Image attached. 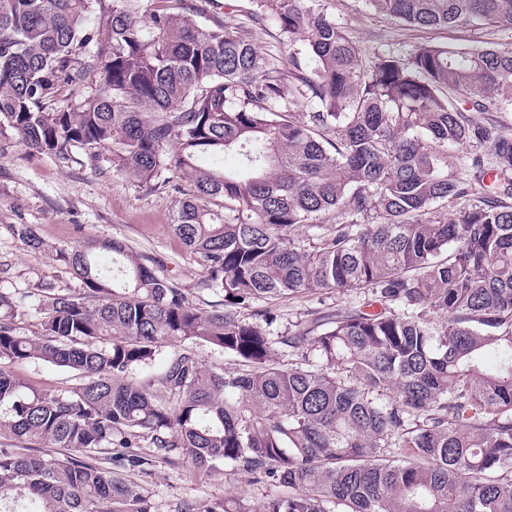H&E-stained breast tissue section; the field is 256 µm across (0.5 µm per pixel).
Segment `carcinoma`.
<instances>
[{
	"instance_id": "1",
	"label": "carcinoma",
	"mask_w": 512,
	"mask_h": 512,
	"mask_svg": "<svg viewBox=\"0 0 512 512\" xmlns=\"http://www.w3.org/2000/svg\"><path fill=\"white\" fill-rule=\"evenodd\" d=\"M150 2L0 0V138L63 162L108 150L142 186L173 184V231L224 309L115 238L55 249L80 295L0 291V512H150L125 470L158 461L288 489L203 512H512V136L468 116L512 108V47L364 61L315 0H246L236 26L225 0ZM368 3L419 28L512 26V0ZM269 26L286 63L255 46ZM474 147L490 164L448 169ZM226 155L236 169L198 166ZM317 290L364 296L273 330L267 301ZM28 363L80 383L38 389ZM47 447L65 453H24Z\"/></svg>"
}]
</instances>
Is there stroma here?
I'll return each instance as SVG.
<instances>
[{
    "instance_id": "stroma-1",
    "label": "stroma",
    "mask_w": 512,
    "mask_h": 512,
    "mask_svg": "<svg viewBox=\"0 0 512 512\" xmlns=\"http://www.w3.org/2000/svg\"><path fill=\"white\" fill-rule=\"evenodd\" d=\"M317 6L342 24L364 58L388 50L405 53L423 42L512 46V27L419 29L376 13L365 0H318ZM179 199L170 188L149 190L118 175L105 156L93 162L77 149L71 160L62 162L25 150L16 141L0 140V290L50 286L81 293V282L53 252L32 249L10 230L14 224H33L56 248L92 239H122L153 257L158 274L174 279L190 299L212 303V296L198 295L199 266L172 229ZM356 297L353 291H331L321 297L273 301L269 307L282 331L310 311L340 307ZM134 480L147 490L153 512H182L186 506L191 512H203L206 504L222 497L269 499L285 493L282 486L259 483L251 475L227 468L205 471L163 462Z\"/></svg>"
}]
</instances>
